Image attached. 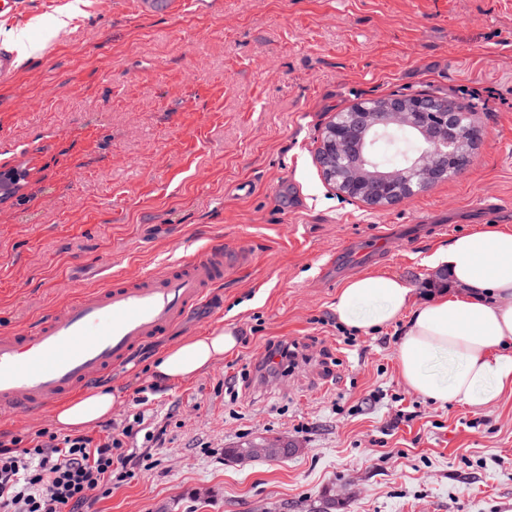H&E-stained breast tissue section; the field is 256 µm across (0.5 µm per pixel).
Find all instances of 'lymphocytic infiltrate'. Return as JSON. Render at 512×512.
Wrapping results in <instances>:
<instances>
[{
	"label": "lymphocytic infiltrate",
	"instance_id": "lymphocytic-infiltrate-1",
	"mask_svg": "<svg viewBox=\"0 0 512 512\" xmlns=\"http://www.w3.org/2000/svg\"><path fill=\"white\" fill-rule=\"evenodd\" d=\"M148 401L137 394L133 418L107 422L96 435L42 428L0 440V512H86L109 495L130 475L131 444Z\"/></svg>",
	"mask_w": 512,
	"mask_h": 512
}]
</instances>
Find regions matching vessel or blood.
Here are the masks:
<instances>
[{
	"label": "vessel or blood",
	"instance_id": "vessel-or-blood-1",
	"mask_svg": "<svg viewBox=\"0 0 512 512\" xmlns=\"http://www.w3.org/2000/svg\"><path fill=\"white\" fill-rule=\"evenodd\" d=\"M377 245L331 258L338 272L371 264ZM241 247L213 245L175 266L83 291L34 325L0 332V415H34L102 382L139 348L211 298L227 271L249 263Z\"/></svg>",
	"mask_w": 512,
	"mask_h": 512
}]
</instances>
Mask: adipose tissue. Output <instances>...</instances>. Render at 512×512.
I'll return each instance as SVG.
<instances>
[{
    "label": "adipose tissue",
    "mask_w": 512,
    "mask_h": 512,
    "mask_svg": "<svg viewBox=\"0 0 512 512\" xmlns=\"http://www.w3.org/2000/svg\"><path fill=\"white\" fill-rule=\"evenodd\" d=\"M450 286L416 302L399 276L368 272L346 281L333 311L343 327L365 333L404 322L400 374L415 392L438 403L481 407L512 393V230L492 228L451 238L428 258ZM239 347L236 333L217 328L168 346L153 366L162 383L186 382ZM115 396L94 390L57 406L56 425L84 431L109 416Z\"/></svg>",
    "instance_id": "1"
}]
</instances>
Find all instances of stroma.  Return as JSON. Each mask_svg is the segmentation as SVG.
<instances>
[{"label":"stroma","mask_w":512,"mask_h":512,"mask_svg":"<svg viewBox=\"0 0 512 512\" xmlns=\"http://www.w3.org/2000/svg\"><path fill=\"white\" fill-rule=\"evenodd\" d=\"M164 2L0 13V46L19 33L41 46L0 81V170L29 173L0 201V330L217 242L251 252L215 301L105 380L116 419L148 388L164 435H138L131 476L92 512H512V395L470 407L416 393L398 371L403 323L344 345L331 309L344 280L323 271L345 242L383 238L373 270L423 302L441 288L426 263L437 244L512 229V0ZM473 88L496 97L448 180L383 209L324 180L323 132L353 104L427 93L464 105ZM217 327L235 329L237 354L154 385L166 347ZM270 340L299 354L265 377ZM396 396L412 421L394 424ZM260 436L296 449L229 457Z\"/></svg>","instance_id":"stroma-1"}]
</instances>
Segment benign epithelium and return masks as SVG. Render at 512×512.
I'll use <instances>...</instances> for the list:
<instances>
[{"mask_svg": "<svg viewBox=\"0 0 512 512\" xmlns=\"http://www.w3.org/2000/svg\"><path fill=\"white\" fill-rule=\"evenodd\" d=\"M465 116L453 102L429 94L394 97L382 104L360 101L328 125L317 163L325 179L348 196L376 208L390 206L467 166L469 148L483 130L472 120L462 124ZM399 128L416 130L425 142L424 150L404 170L386 168L378 160V140ZM27 178L23 171L0 172V194L12 193ZM289 451L288 441L265 438L237 457L246 460L259 453L278 458Z\"/></svg>", "mask_w": 512, "mask_h": 512, "instance_id": "1", "label": "benign epithelium"}]
</instances>
